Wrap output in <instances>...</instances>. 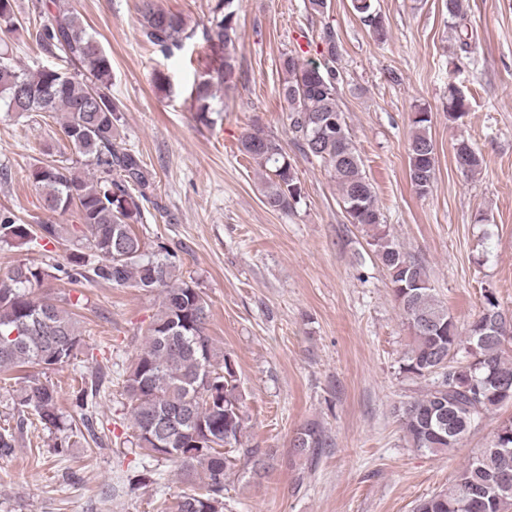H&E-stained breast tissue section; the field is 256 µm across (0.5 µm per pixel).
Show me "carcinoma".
I'll return each instance as SVG.
<instances>
[{"mask_svg": "<svg viewBox=\"0 0 512 512\" xmlns=\"http://www.w3.org/2000/svg\"><path fill=\"white\" fill-rule=\"evenodd\" d=\"M352 9L378 38H385L373 0H352ZM446 9L460 50L473 52L468 27L462 24L463 0H446ZM21 27L16 0H0V31ZM25 31L39 52H63L89 73L83 78L58 69L30 72L0 55V111L61 116L62 132L76 154L70 167L51 160L31 171L44 209L64 214L74 208L80 223L69 231L73 249L68 265L55 270L73 282L91 276L114 287L161 292V309L123 379L132 429L128 442L150 461L175 464L191 484L163 512H224V475L242 456L260 475L268 469L269 454L249 445L236 362L206 334L210 306L202 291L178 277L174 255L146 256L132 230V225L147 219L143 203L152 183L137 154L115 143L121 107L110 95L112 60L76 10L64 4L47 18L38 11ZM140 32L167 57L181 49L195 29L181 14L143 0ZM202 35L211 46L224 50L225 71L232 72L237 62L234 0H213ZM322 43L319 63H302L292 53L282 57L279 97L287 103L289 131L304 157L318 160L336 182L349 223L373 230L374 256L388 272L412 337L400 372L427 383L422 394L394 407V413L413 448L429 454L446 452L489 415L512 404V332L494 330L495 322L504 321L507 314L495 292L487 290L480 314L460 331L458 321L433 292L423 265L390 238L338 103L341 76L335 63L340 49L332 29H327ZM211 86L207 79L190 93L201 122L208 121ZM468 109L467 97L449 86L448 119L457 121ZM432 121L430 109L418 108L407 143L410 182L421 197L429 194L435 179ZM240 145L265 175L267 206L283 212L295 209L303 189L295 161L280 141L254 128L241 137ZM455 159L470 173L483 165L482 155L464 139L455 145ZM63 231L57 224H23L13 211L0 209V245L33 244L45 251L63 239ZM84 239L89 254L81 250ZM48 276L46 269L26 263L0 276L1 373L25 367L55 370L77 355L82 338L72 312L55 299L34 295ZM104 379L105 373L99 372L82 380L75 401L81 424L96 444L102 443L94 418ZM10 400L18 418L15 424L0 427V456L11 453L35 423L49 432L54 453L60 455L72 446L75 419L59 407L52 383L28 375ZM329 446V436L316 422L302 425L293 437L299 458H313ZM506 470L512 473L511 417L499 423L489 446L473 452L456 471L448 488L420 500L415 512H512V479H501Z\"/></svg>", "mask_w": 512, "mask_h": 512, "instance_id": "obj_1", "label": "carcinoma"}]
</instances>
